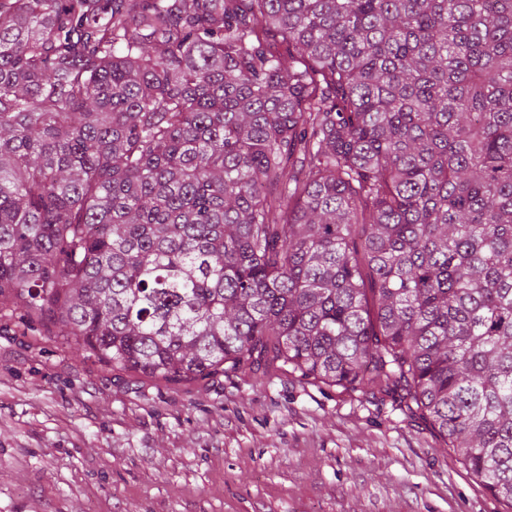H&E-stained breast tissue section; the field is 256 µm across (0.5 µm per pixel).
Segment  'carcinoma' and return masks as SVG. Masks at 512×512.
<instances>
[{"label": "carcinoma", "instance_id": "obj_1", "mask_svg": "<svg viewBox=\"0 0 512 512\" xmlns=\"http://www.w3.org/2000/svg\"><path fill=\"white\" fill-rule=\"evenodd\" d=\"M0 305L398 396L512 507V0H0Z\"/></svg>", "mask_w": 512, "mask_h": 512}]
</instances>
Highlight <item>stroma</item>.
I'll return each instance as SVG.
<instances>
[{"instance_id":"35a3bbf8","label":"stroma","mask_w":512,"mask_h":512,"mask_svg":"<svg viewBox=\"0 0 512 512\" xmlns=\"http://www.w3.org/2000/svg\"><path fill=\"white\" fill-rule=\"evenodd\" d=\"M0 512H512L397 397L170 382L0 318Z\"/></svg>"}]
</instances>
